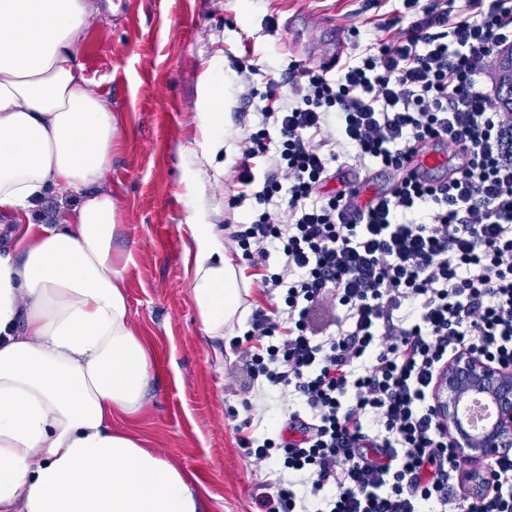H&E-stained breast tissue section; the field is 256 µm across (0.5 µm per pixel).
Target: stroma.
I'll return each mask as SVG.
<instances>
[{
	"label": "stroma",
	"mask_w": 512,
	"mask_h": 512,
	"mask_svg": "<svg viewBox=\"0 0 512 512\" xmlns=\"http://www.w3.org/2000/svg\"><path fill=\"white\" fill-rule=\"evenodd\" d=\"M99 17L80 41V60L121 127L108 176L120 230L113 252L134 324L153 354L149 405L130 434L178 465L210 512H256L270 466L249 458L243 432L263 434L272 413L251 421V394L235 383L243 348L231 336L199 330L186 277L192 236L187 216L226 240L225 224L252 220L229 209L240 191L236 165L246 122L263 105L268 79L287 82L288 66H318L337 34L359 28L361 47L388 42L385 20L400 0H94ZM327 17V28L305 19ZM256 95L244 99L238 68ZM220 102L222 127L197 115Z\"/></svg>",
	"instance_id": "obj_1"
}]
</instances>
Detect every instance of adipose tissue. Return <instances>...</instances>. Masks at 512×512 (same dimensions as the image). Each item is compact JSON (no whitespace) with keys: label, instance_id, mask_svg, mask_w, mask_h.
Returning a JSON list of instances; mask_svg holds the SVG:
<instances>
[{"label":"adipose tissue","instance_id":"adipose-tissue-1","mask_svg":"<svg viewBox=\"0 0 512 512\" xmlns=\"http://www.w3.org/2000/svg\"><path fill=\"white\" fill-rule=\"evenodd\" d=\"M91 0H0V512H209L167 457L113 429L148 405L151 355L112 254L105 182L118 123L83 75ZM73 199L38 221L47 194ZM187 272L200 330L223 335L240 268L208 224Z\"/></svg>","mask_w":512,"mask_h":512}]
</instances>
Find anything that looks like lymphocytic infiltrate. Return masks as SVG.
Here are the masks:
<instances>
[{
    "label": "lymphocytic infiltrate",
    "instance_id": "1",
    "mask_svg": "<svg viewBox=\"0 0 512 512\" xmlns=\"http://www.w3.org/2000/svg\"><path fill=\"white\" fill-rule=\"evenodd\" d=\"M389 43L326 70L293 63L290 96L268 80L257 130L240 140L230 208L258 205L228 238L263 285L245 367L278 428L240 443L276 463L260 512H512V456L485 462L487 491L463 493V459L439 427L440 368L467 350L512 370V113L485 75L512 47V0H404ZM460 152L449 178L407 174L416 150ZM351 154L391 175L366 205L324 196ZM263 160L256 176L251 163ZM278 201L270 209V201Z\"/></svg>",
    "mask_w": 512,
    "mask_h": 512
}]
</instances>
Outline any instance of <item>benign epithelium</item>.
<instances>
[{"label": "benign epithelium", "instance_id": "7a95c632", "mask_svg": "<svg viewBox=\"0 0 512 512\" xmlns=\"http://www.w3.org/2000/svg\"><path fill=\"white\" fill-rule=\"evenodd\" d=\"M480 395L496 408L494 423L481 433L472 432L460 418L464 399ZM434 414L440 428L459 448L476 459L512 452V371L463 351L439 371L433 392ZM483 474L467 472L465 490L478 495L484 490Z\"/></svg>", "mask_w": 512, "mask_h": 512}]
</instances>
